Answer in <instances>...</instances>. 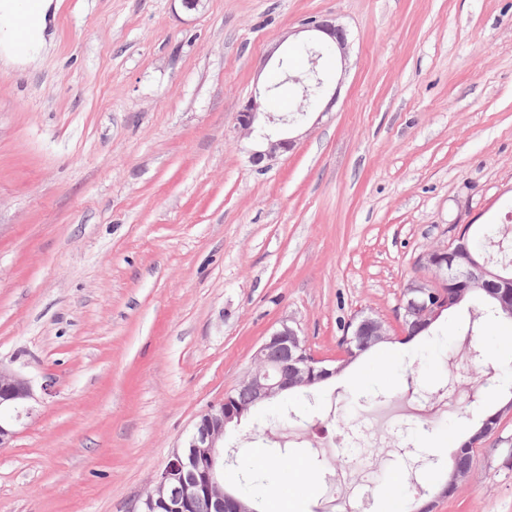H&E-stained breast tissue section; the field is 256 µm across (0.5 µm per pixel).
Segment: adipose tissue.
<instances>
[{
	"instance_id": "adipose-tissue-1",
	"label": "adipose tissue",
	"mask_w": 512,
	"mask_h": 512,
	"mask_svg": "<svg viewBox=\"0 0 512 512\" xmlns=\"http://www.w3.org/2000/svg\"><path fill=\"white\" fill-rule=\"evenodd\" d=\"M52 0H31L28 10L31 21L26 31H19V10L15 0H0V53L13 62H35L46 46L45 31ZM25 34L26 47L18 49L17 36ZM308 491V479L303 467L281 470L276 491L268 499L266 512H295L298 500Z\"/></svg>"
}]
</instances>
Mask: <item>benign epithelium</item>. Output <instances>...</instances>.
<instances>
[{
    "instance_id": "benign-epithelium-1",
    "label": "benign epithelium",
    "mask_w": 512,
    "mask_h": 512,
    "mask_svg": "<svg viewBox=\"0 0 512 512\" xmlns=\"http://www.w3.org/2000/svg\"><path fill=\"white\" fill-rule=\"evenodd\" d=\"M306 30L316 33V42L308 52L310 71L316 77L318 92L310 100L307 87H301L299 111L304 115L315 111L328 92L320 70L322 49H330L344 62L349 45L348 30L334 19L314 20ZM268 97L269 89H254L237 118L243 135H255L266 144L265 150L252 155V160L259 163L295 146V138L282 130L290 125V121L269 110ZM465 248L466 238L457 235L448 245L423 255L426 264L432 268L433 278L411 281L403 291L400 308L407 311L415 308L424 294L435 289L440 292V298L428 309L436 318L454 304L453 298L443 294L449 280L483 279L488 274L486 263L473 257L465 264L457 261V253ZM324 362L325 359L308 352L299 330L284 320L258 347L254 355L255 370L243 376L238 386L249 390L254 399L262 400L293 383L302 373L303 365ZM34 398L31 380L17 372L0 369V408L12 409L19 418L31 413L30 401ZM241 414L242 411L229 405L226 398L202 411L184 445L172 453L155 476L153 489L137 501L135 508L139 512H192L201 505L207 512H240L232 496L224 491L223 478L224 430Z\"/></svg>"
}]
</instances>
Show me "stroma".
Returning <instances> with one entry per match:
<instances>
[{"instance_id":"stroma-1","label":"stroma","mask_w":512,"mask_h":512,"mask_svg":"<svg viewBox=\"0 0 512 512\" xmlns=\"http://www.w3.org/2000/svg\"><path fill=\"white\" fill-rule=\"evenodd\" d=\"M327 16L351 42L323 62L336 101L253 164L237 113L270 85L297 105L278 59ZM511 198L512 0H56L39 59L0 62V366L50 387L0 447V512H133L281 320L333 359L362 312L390 341L290 395L309 425L258 433L261 405L226 428V487L252 449L287 451L311 484L297 512H382L425 456L408 512H512V416L447 497L435 447L467 439L472 396L512 393L505 326L473 362L460 314L411 342L396 315L449 227L512 231ZM348 433L360 446L333 445Z\"/></svg>"}]
</instances>
